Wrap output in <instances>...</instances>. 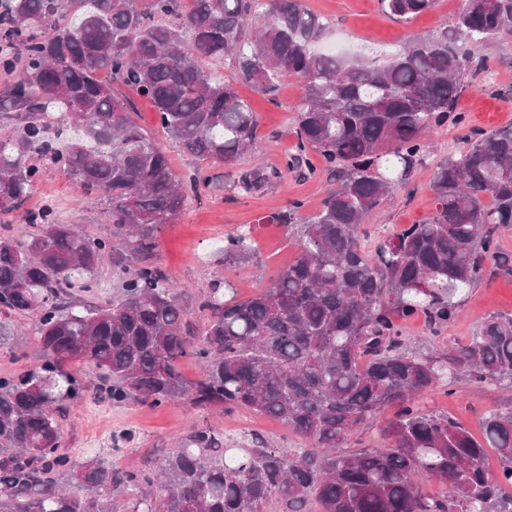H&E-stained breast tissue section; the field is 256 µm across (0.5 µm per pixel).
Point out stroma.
Listing matches in <instances>:
<instances>
[{"label":"stroma","mask_w":512,"mask_h":512,"mask_svg":"<svg viewBox=\"0 0 512 512\" xmlns=\"http://www.w3.org/2000/svg\"><path fill=\"white\" fill-rule=\"evenodd\" d=\"M308 7L328 24L329 40L344 44L350 53L368 59L387 60L410 35L426 37L452 26L465 0H436L434 8L410 21L387 16L379 0H306ZM457 109L464 124L429 131L433 150L414 173L409 186L389 195L375 212L364 219L369 233L363 244L374 251L378 241L395 235L409 225L429 218L435 208L432 190L434 169L448 154V146L460 136L512 126V39L484 44L476 52ZM236 90L257 114L258 150L244 155L238 169L282 165L297 141L294 107L303 95L301 84L284 77L275 93L262 94L245 83ZM115 94L131 102L132 116L164 148L174 172L188 177L192 159L159 128L154 106L128 88L118 85ZM315 176L283 174L268 190L246 194L226 184L225 169L215 165L208 174L212 188L203 190L175 223L158 236L156 264L177 285L178 300L187 319L199 325L205 320L203 296L217 278L230 280L239 297L246 298L268 286L274 272L291 263L298 254L297 237L266 215L301 201L300 216L314 214L326 192L321 171L323 162L314 159ZM42 177L28 205L64 201L62 223L74 225L82 234L101 232L107 198L103 192L78 194L70 177L49 160H41ZM244 224L256 225V249L247 260L224 266L213 257L216 240ZM497 313H512V281L502 278L483 282L462 295L458 317L443 333L433 336L422 319L403 321L404 350L415 355H434L447 346L467 343L481 322ZM42 345L28 314L0 313V376H18L33 369L42 359ZM427 406L480 435L484 415L493 409H512V385L459 383L454 389L435 387L425 399ZM60 452L80 451L82 456H101L120 468H155L171 452L179 437L196 428H212L224 435L225 446L258 434L277 448H302L306 442L282 423L244 409L193 408L185 400H172L152 407L130 398L116 403L91 392L71 403L59 419Z\"/></svg>","instance_id":"35a3bbf8"}]
</instances>
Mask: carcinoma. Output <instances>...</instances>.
Returning a JSON list of instances; mask_svg holds the SVG:
<instances>
[{"mask_svg":"<svg viewBox=\"0 0 512 512\" xmlns=\"http://www.w3.org/2000/svg\"><path fill=\"white\" fill-rule=\"evenodd\" d=\"M436 0H381L396 19L430 11ZM0 0V68L22 60L0 97V112L27 121L0 132V214L21 209L48 159L83 194L108 199L109 232L87 238L45 205L25 213L29 240L0 225V310L30 313L43 360L20 377H0V512H116L110 493L159 485L157 500L123 512H512V409H493L483 440L426 408L436 386L512 384V314L488 317L472 340L434 356L409 355L396 319L424 318L433 335L458 314L459 292L486 277L512 280V256L498 232L512 226V126L467 139L433 175L436 207L421 224L369 252L363 220L408 185L430 154L426 133L460 125L457 99L471 54L512 38V0H467L452 28L410 37L385 64L318 51L326 24L305 0ZM230 61L236 79L274 92L292 75L304 89L297 144L284 170L238 172L257 148V118L233 83L209 67ZM112 73V82L100 73ZM151 100L165 133L196 161L181 180L164 150L133 120L113 84ZM331 183L303 224L294 201L268 221L297 227L299 255L264 290L237 297L229 281L204 295L206 321L192 328L168 276L150 262L157 234L200 198L221 165L232 187L259 193L283 172ZM128 252L121 296L105 308L70 300L90 293L104 255ZM254 253L251 228L224 236L217 260ZM207 362L196 382L179 359ZM70 359L95 375L65 372ZM104 382L99 386L95 379ZM106 390L152 406L182 398L195 408H246L283 422L310 447L272 448L258 435L239 448L222 433L195 429L159 469H118L98 456L58 452L60 415L83 392ZM386 405L399 407L386 448L342 451L348 437ZM495 450L491 470L486 449ZM73 479L56 488L54 474ZM441 480L431 497L418 477Z\"/></svg>","mask_w":512,"mask_h":512,"instance_id":"1","label":"carcinoma"}]
</instances>
